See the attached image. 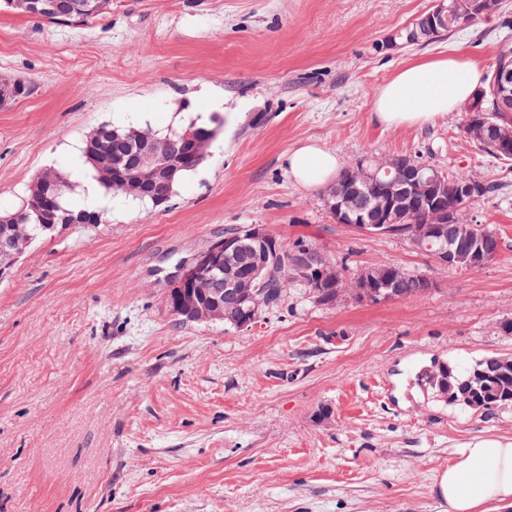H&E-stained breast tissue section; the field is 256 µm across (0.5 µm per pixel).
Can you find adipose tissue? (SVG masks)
Wrapping results in <instances>:
<instances>
[{
  "label": "adipose tissue",
  "mask_w": 512,
  "mask_h": 512,
  "mask_svg": "<svg viewBox=\"0 0 512 512\" xmlns=\"http://www.w3.org/2000/svg\"><path fill=\"white\" fill-rule=\"evenodd\" d=\"M484 73L465 56L421 59L401 68L374 97L373 112L386 127L424 126L456 111L480 86ZM293 180L321 187L337 177L340 156L314 142L291 151ZM439 512H497L512 507V440L476 439L434 480Z\"/></svg>",
  "instance_id": "obj_1"
}]
</instances>
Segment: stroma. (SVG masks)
I'll return each instance as SVG.
<instances>
[{
    "label": "stroma",
    "mask_w": 512,
    "mask_h": 512,
    "mask_svg": "<svg viewBox=\"0 0 512 512\" xmlns=\"http://www.w3.org/2000/svg\"><path fill=\"white\" fill-rule=\"evenodd\" d=\"M434 0H112L83 24L0 6V214L44 170L84 172L97 126L217 125L204 162L159 208L102 193V224L38 239L0 283V512H438L436 473L476 438L512 440V407L475 412L414 376L512 356V165L451 112L388 128L377 90L416 60L498 55L502 12L424 48L392 50ZM315 141L343 164L421 153L497 191L470 215L499 254L438 266L392 235L337 223L286 158ZM259 224L345 263L429 276L426 294L327 307L300 292L246 328L183 324L180 261Z\"/></svg>",
    "instance_id": "obj_1"
}]
</instances>
